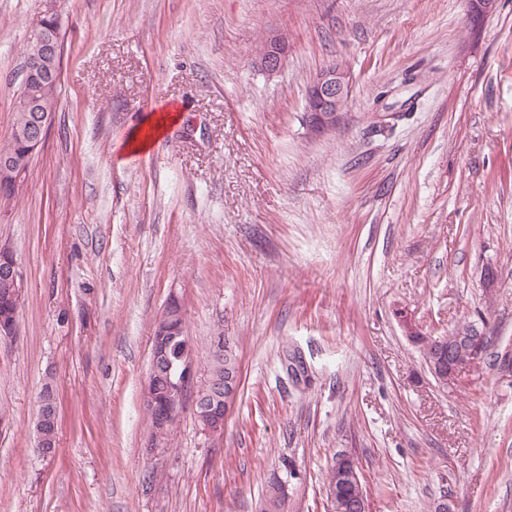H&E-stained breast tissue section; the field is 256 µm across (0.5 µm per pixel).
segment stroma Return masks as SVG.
Instances as JSON below:
<instances>
[{"label": "stroma", "instance_id": "stroma-1", "mask_svg": "<svg viewBox=\"0 0 512 512\" xmlns=\"http://www.w3.org/2000/svg\"><path fill=\"white\" fill-rule=\"evenodd\" d=\"M49 13L53 121L0 203L25 279L0 344V512H260L277 479L282 512H332L341 452L368 512H512V0L485 18L471 0H0V145ZM273 32L270 77L253 59ZM336 59L348 100L314 137L307 85ZM174 293L197 371L224 336L240 386L222 433L189 394L154 450L143 390ZM469 323L483 358L443 387L408 332ZM288 57V39L282 34L268 37L257 56V65L268 76L278 74L284 67ZM167 113L161 117V119L156 123V125L152 128L150 134H146L143 138H138L139 131L135 133L133 136V141L137 142L135 149L137 151H146L148 150L157 140V138L161 135V133L167 128V126L175 123L178 120L177 112L168 110ZM41 415L46 419L44 426L41 425ZM35 431L37 437V452L41 454L43 449L48 448L49 450H52V452L44 457L55 456L58 450V406L55 385L51 381L44 384L39 394Z\"/></svg>", "mask_w": 512, "mask_h": 512}]
</instances>
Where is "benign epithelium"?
<instances>
[{"label": "benign epithelium", "instance_id": "1", "mask_svg": "<svg viewBox=\"0 0 512 512\" xmlns=\"http://www.w3.org/2000/svg\"><path fill=\"white\" fill-rule=\"evenodd\" d=\"M44 26L35 30L33 38L37 49L31 57L27 78L38 88L45 86L44 78L60 73L62 45L60 40L43 39ZM288 57V39L278 33L268 37L257 56V65L269 76L278 74ZM349 92V77L343 62L333 60L319 69L312 77L306 91L305 125L311 135H319L336 125L345 106ZM23 107L37 113L30 128L28 143L30 153H35L44 143L50 127L51 113L42 110V99L34 93L23 101ZM0 276L15 287L24 288V278L16 260L0 267ZM459 353L450 364L448 374L437 378L444 386H454L458 375L465 369L477 366L483 356L482 338L469 333L456 337ZM196 377L192 347L188 340L175 343L173 359L169 360L166 382L169 396L167 411L158 417V424L172 425L184 391Z\"/></svg>", "mask_w": 512, "mask_h": 512}]
</instances>
